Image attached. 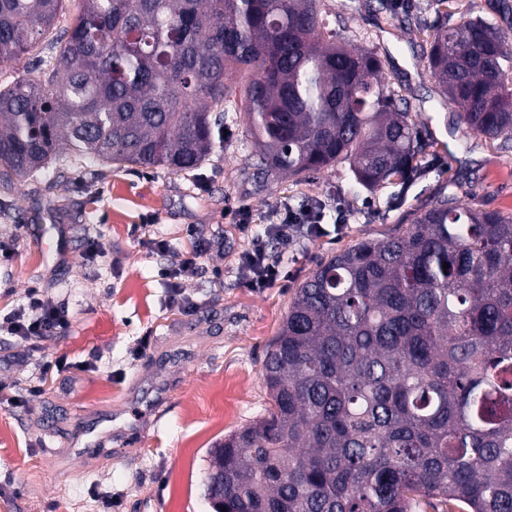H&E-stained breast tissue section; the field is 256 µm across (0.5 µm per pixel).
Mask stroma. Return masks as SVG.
<instances>
[{
  "instance_id": "1",
  "label": "stroma",
  "mask_w": 512,
  "mask_h": 512,
  "mask_svg": "<svg viewBox=\"0 0 512 512\" xmlns=\"http://www.w3.org/2000/svg\"><path fill=\"white\" fill-rule=\"evenodd\" d=\"M413 2L410 24L377 0H325L337 42L377 53L380 82L427 143L426 172L412 184L370 191L343 161L299 179L262 174L239 104L225 109L223 146L189 173L68 154L0 179V317L37 288L69 320L32 345L0 333V512H213L203 491L208 450L264 414L265 349L312 270L362 240L404 230L441 194L512 213V151L459 123L422 57L436 23L483 17L512 41V14L501 0ZM315 203L324 208L322 234L268 241L284 278L245 285L239 257L276 209ZM241 207L253 215L246 232L232 219ZM196 233L213 247L202 273L184 283L199 305L188 316L170 307L164 259L150 241L181 251ZM60 361L61 375H45ZM102 415L112 418L111 441L77 454L74 438Z\"/></svg>"
}]
</instances>
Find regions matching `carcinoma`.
<instances>
[{"label":"carcinoma","instance_id":"obj_1","mask_svg":"<svg viewBox=\"0 0 512 512\" xmlns=\"http://www.w3.org/2000/svg\"><path fill=\"white\" fill-rule=\"evenodd\" d=\"M61 2L0 0V60L36 58L0 86L1 178L65 150L194 170L236 97L266 172L347 161L369 189L423 173L380 58L337 44L320 0H77L55 35ZM423 57L460 123L512 148V45L496 24L439 28ZM262 372L266 413L209 449L214 512H512V215L443 197L320 263Z\"/></svg>","mask_w":512,"mask_h":512}]
</instances>
